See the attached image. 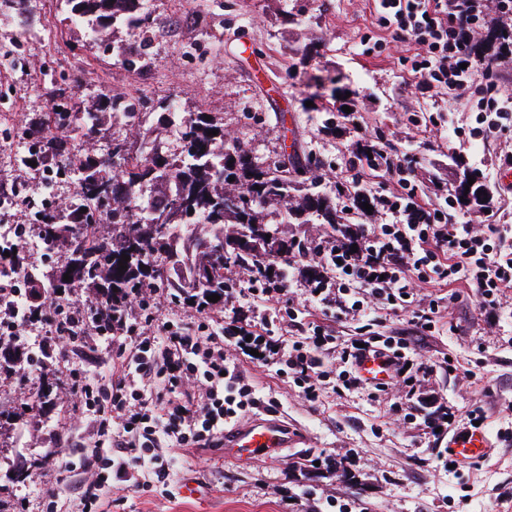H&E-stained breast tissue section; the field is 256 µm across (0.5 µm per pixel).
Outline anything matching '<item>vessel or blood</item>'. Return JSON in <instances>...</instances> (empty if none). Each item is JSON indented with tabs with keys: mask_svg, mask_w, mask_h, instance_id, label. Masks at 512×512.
Returning a JSON list of instances; mask_svg holds the SVG:
<instances>
[{
	"mask_svg": "<svg viewBox=\"0 0 512 512\" xmlns=\"http://www.w3.org/2000/svg\"><path fill=\"white\" fill-rule=\"evenodd\" d=\"M358 369L360 375L370 381L384 378L390 371L386 359L376 355L363 358ZM297 440V435L285 422L257 416L225 430L224 455L256 460L273 455ZM494 446L495 441L487 430L467 429L449 438L448 454L456 463L467 465L489 457Z\"/></svg>",
	"mask_w": 512,
	"mask_h": 512,
	"instance_id": "1",
	"label": "vessel or blood"
}]
</instances>
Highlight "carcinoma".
<instances>
[{"mask_svg":"<svg viewBox=\"0 0 512 512\" xmlns=\"http://www.w3.org/2000/svg\"><path fill=\"white\" fill-rule=\"evenodd\" d=\"M66 20L84 28L87 37L111 28L140 21L149 0H62ZM123 105L122 98L98 91L91 104L68 112H48L32 119L27 130L31 156L50 167L67 156L74 158L75 201L69 209H43L39 212V236L59 259L47 270L35 273L52 293L62 299L87 293L98 300L106 318L119 322L127 314L125 298L132 292L162 281L175 298L204 303L216 294L224 303V289L229 287V273L234 269L251 270L258 277L272 268L283 277L288 261L303 258L308 250L283 238L287 250L280 254H254L235 247V234L273 226V216L280 223L324 224L330 237L344 235L355 218L338 214L330 192L303 178L304 171L286 177L278 168L256 161L251 151L238 142H228L224 123L205 120V113L181 117L172 111L169 100L157 102L156 128L137 132L133 140L112 141L108 152L87 149L80 140H93L102 127ZM179 126L182 149L170 154L162 140V131ZM218 134L212 135L210 131ZM121 174H112L115 161ZM467 171H462L454 188L456 200L468 186ZM146 186L153 195L142 198ZM112 191V209L90 222L81 209H90L99 196ZM250 198L249 209L242 212L224 209L230 192ZM300 193L299 202L288 205L292 193ZM466 197V196H464ZM179 199L183 210L173 212L169 223L179 232L170 236L151 235L154 212L165 210L170 201ZM488 190H476L466 197V204L484 207ZM129 256L125 269L118 270L122 255ZM70 280H64V274ZM31 357L12 346L0 343V378L21 372Z\"/></svg>","mask_w":512,"mask_h":512,"instance_id":"carcinoma-1","label":"carcinoma"}]
</instances>
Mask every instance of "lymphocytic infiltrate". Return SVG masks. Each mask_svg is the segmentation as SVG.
<instances>
[{
  "mask_svg": "<svg viewBox=\"0 0 512 512\" xmlns=\"http://www.w3.org/2000/svg\"><path fill=\"white\" fill-rule=\"evenodd\" d=\"M380 27L395 37L425 45L411 70L415 89L453 88L480 95L478 137L512 131V98L502 95L507 82L503 59L512 57V0H377ZM494 28L501 36L491 52L477 49L482 31ZM375 209L394 216L391 224H372L360 235L357 248L340 243L319 251L315 263L328 277L314 281L320 302L339 314H358L384 301L412 295L416 283L433 280L465 281L474 288L480 305L492 304L500 289L512 286V245L505 237H492L471 225L457 223L450 213L422 207L416 192L407 201L377 199ZM12 283L0 279V335L28 333L31 310H38L42 333L35 337L39 351L74 346L73 325L57 297L26 288L22 312L8 310L14 298ZM129 310L146 313L144 329L124 323L107 331L87 327L90 336L105 335L115 344L114 366L99 386H91L79 367H72L66 399L74 414V429L89 428L78 461L59 467L60 481L81 472L75 512H105L112 485L134 480L139 467L151 465L159 477L169 467L161 447L217 448L226 424L242 411L256 407L254 389L236 363L235 354L258 351L259 361L276 367L279 375H292L306 400H315L324 376L322 358L339 353L346 368L338 379L345 389H368L355 365L365 351L388 357L394 373L377 384V391L413 389L422 385L432 367L414 357L410 341L391 336L385 341L365 338L363 346L336 349L334 336L314 328L306 340L280 348L274 334L276 317H264L263 331L251 334V319L239 314L235 354L224 350V338L213 328L210 307H198L196 321H158L160 304L146 290L131 293Z\"/></svg>",
  "mask_w": 512,
  "mask_h": 512,
  "instance_id": "lymphocytic-infiltrate-1",
  "label": "lymphocytic infiltrate"
}]
</instances>
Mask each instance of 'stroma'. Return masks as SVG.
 Here are the masks:
<instances>
[{"instance_id": "1", "label": "stroma", "mask_w": 512, "mask_h": 512, "mask_svg": "<svg viewBox=\"0 0 512 512\" xmlns=\"http://www.w3.org/2000/svg\"><path fill=\"white\" fill-rule=\"evenodd\" d=\"M64 16L57 0H26L20 13L0 9V142L9 145L0 152V179L17 185L12 205L0 207V224L34 221L43 169L27 161L30 119L59 99L77 104L100 88L133 103L149 124L162 98L181 114L222 118L229 139L262 162L294 149L313 159L310 176L327 191L345 177L359 139L380 137L409 165L423 201L442 209L434 184L452 188L461 159L478 169L491 203L485 211L454 208L456 220L479 229L497 214L512 223V192L496 177L512 139L471 138L479 94L409 92L407 61L422 48L379 27L374 0H150L148 20L117 30L119 55L88 42ZM345 106L349 118L324 130L327 112ZM308 281L305 262L295 263L288 291L271 302L297 314L281 324L283 344L303 339L312 322L341 345L362 336L410 338L413 311L438 302L435 327L419 348L433 367L421 392L409 400L395 391L346 390L336 382L340 364L329 357L320 396L309 402L273 367L247 365L259 414L297 429L302 443L247 464L220 448L182 451L169 493L116 488L110 512H342L345 503L352 512H512V438L504 436L512 429V288L483 308L465 283L428 284L413 302L340 317L312 296ZM45 364L47 373L25 385L51 383L57 398L47 407L34 403L21 432L0 430V499L24 512H47L53 500L57 512H67L70 490L57 485L56 472L71 436L59 398L69 365L55 352ZM476 404L496 447L479 464L448 470V439L468 426ZM439 405L454 417L436 434L428 421ZM20 459L17 477L12 465ZM187 483L196 489L190 498L182 493Z\"/></svg>"}]
</instances>
